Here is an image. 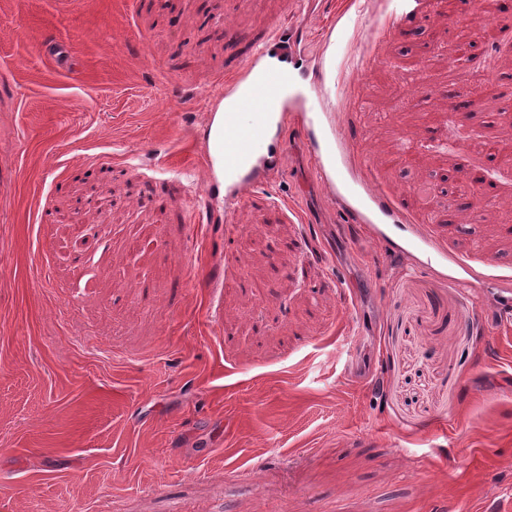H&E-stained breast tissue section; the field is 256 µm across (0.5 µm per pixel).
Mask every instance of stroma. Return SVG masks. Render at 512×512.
Masks as SVG:
<instances>
[{
	"instance_id": "obj_1",
	"label": "stroma",
	"mask_w": 512,
	"mask_h": 512,
	"mask_svg": "<svg viewBox=\"0 0 512 512\" xmlns=\"http://www.w3.org/2000/svg\"><path fill=\"white\" fill-rule=\"evenodd\" d=\"M399 2L0 0V512H512V163L439 153L512 138V0L459 25L409 0L372 43L359 5ZM329 26L345 135L391 200L446 179L428 228L458 263L341 223L291 123L225 218L205 141L234 64ZM404 136L419 160L389 166Z\"/></svg>"
}]
</instances>
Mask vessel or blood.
<instances>
[{
	"label": "vessel or blood",
	"instance_id": "1",
	"mask_svg": "<svg viewBox=\"0 0 512 512\" xmlns=\"http://www.w3.org/2000/svg\"><path fill=\"white\" fill-rule=\"evenodd\" d=\"M298 39L282 31L253 39L237 70L251 80L249 97L225 104L221 132L215 144L210 176L224 178V207L233 212L244 203L252 187L265 173L282 164L285 150L267 142L268 119L278 114L292 117L303 132L304 148L312 160V175L328 191H335L337 181L350 169L348 149L339 135L323 137L319 112L325 92L322 87L299 85L295 70ZM364 211L344 205V217L358 216L366 223L372 238L387 241L394 227L407 234V243L427 258L445 263L455 256L447 246L426 232L407 210L392 203L382 192L366 189Z\"/></svg>",
	"mask_w": 512,
	"mask_h": 512
}]
</instances>
